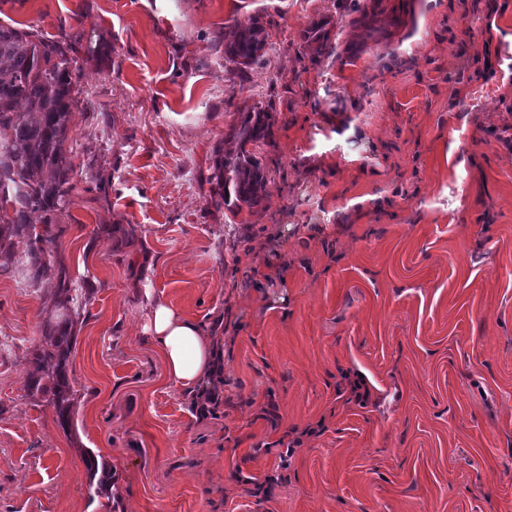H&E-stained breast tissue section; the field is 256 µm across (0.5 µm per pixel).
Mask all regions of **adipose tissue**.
I'll return each instance as SVG.
<instances>
[{
	"mask_svg": "<svg viewBox=\"0 0 512 512\" xmlns=\"http://www.w3.org/2000/svg\"><path fill=\"white\" fill-rule=\"evenodd\" d=\"M148 330L164 356L169 375L186 390H193L213 362V341L194 320L163 302L153 306Z\"/></svg>",
	"mask_w": 512,
	"mask_h": 512,
	"instance_id": "1",
	"label": "adipose tissue"
}]
</instances>
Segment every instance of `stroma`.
Instances as JSON below:
<instances>
[{
  "label": "stroma",
  "instance_id": "stroma-1",
  "mask_svg": "<svg viewBox=\"0 0 512 512\" xmlns=\"http://www.w3.org/2000/svg\"><path fill=\"white\" fill-rule=\"evenodd\" d=\"M354 4L0 0L1 20L100 49L72 72L52 249L91 290L78 419L26 390L47 285L0 273V512H109L86 448L124 512H512V0H382L371 35ZM251 16L271 48L242 79L218 47ZM255 104L267 195L234 214L208 178ZM115 224L139 243L113 250ZM161 301L224 352L218 418L146 330ZM84 463L87 472L91 499L95 497H105L108 502L112 500V486L114 485V471L108 462L98 459L92 450L86 448L82 451Z\"/></svg>",
  "mask_w": 512,
  "mask_h": 512
}]
</instances>
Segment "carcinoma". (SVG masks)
I'll return each mask as SVG.
<instances>
[{
	"label": "carcinoma",
	"instance_id": "carcinoma-1",
	"mask_svg": "<svg viewBox=\"0 0 512 512\" xmlns=\"http://www.w3.org/2000/svg\"><path fill=\"white\" fill-rule=\"evenodd\" d=\"M326 23L311 26L307 46L321 53L329 32ZM270 49L269 34L252 16L224 33V62L244 78ZM76 44L47 38L0 22V271L13 272L37 287L52 282V306L41 342L32 351L28 396L54 408L64 429L72 426L78 394L70 377L75 336L89 289L80 288L63 265L54 266L47 246L64 228L60 220L73 203L75 171L65 143L81 91L72 81ZM270 107L255 105L240 113L217 149L210 180L227 209L235 212L261 204L267 194L268 169L255 148L272 141ZM44 215L42 226L30 222ZM26 243L22 262L15 241ZM91 497L112 500V465L92 450H82Z\"/></svg>",
	"mask_w": 512,
	"mask_h": 512
}]
</instances>
